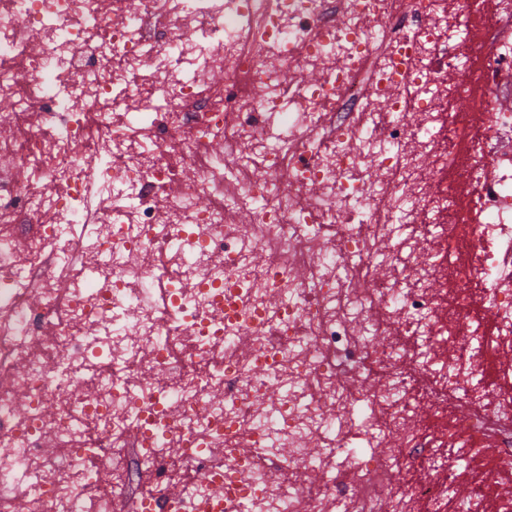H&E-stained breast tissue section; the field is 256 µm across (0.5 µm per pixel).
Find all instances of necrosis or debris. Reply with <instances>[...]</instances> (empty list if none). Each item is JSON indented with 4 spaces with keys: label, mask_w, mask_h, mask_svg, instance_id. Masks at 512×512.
<instances>
[{
    "label": "necrosis or debris",
    "mask_w": 512,
    "mask_h": 512,
    "mask_svg": "<svg viewBox=\"0 0 512 512\" xmlns=\"http://www.w3.org/2000/svg\"><path fill=\"white\" fill-rule=\"evenodd\" d=\"M0 100V512H125L133 453L156 512H418L491 442L512 512V0H0Z\"/></svg>",
    "instance_id": "4bbe7bcc"
}]
</instances>
